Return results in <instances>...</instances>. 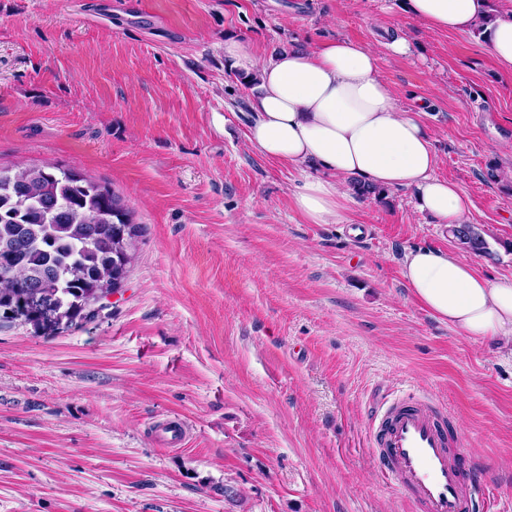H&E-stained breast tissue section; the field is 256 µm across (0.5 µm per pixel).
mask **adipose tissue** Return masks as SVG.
I'll use <instances>...</instances> for the list:
<instances>
[{
    "label": "adipose tissue",
    "instance_id": "1",
    "mask_svg": "<svg viewBox=\"0 0 512 512\" xmlns=\"http://www.w3.org/2000/svg\"><path fill=\"white\" fill-rule=\"evenodd\" d=\"M486 9L487 0L405 2L412 18L447 32L478 25ZM224 53L257 80L248 145L299 172L293 203L309 223H345L353 178L382 190L415 188L418 209L446 228L468 222L469 199L437 176L433 135L383 81L377 49L331 39L265 60L250 42L231 39ZM400 265L412 296L439 321L512 347L511 280L490 281L463 255L427 246L408 248Z\"/></svg>",
    "mask_w": 512,
    "mask_h": 512
}]
</instances>
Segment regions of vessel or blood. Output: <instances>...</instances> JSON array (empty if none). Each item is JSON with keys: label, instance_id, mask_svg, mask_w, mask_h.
I'll return each mask as SVG.
<instances>
[{"label": "vessel or blood", "instance_id": "1", "mask_svg": "<svg viewBox=\"0 0 512 512\" xmlns=\"http://www.w3.org/2000/svg\"><path fill=\"white\" fill-rule=\"evenodd\" d=\"M370 442L379 475L420 512H475L485 497L484 477L462 452L457 429L420 393L376 405Z\"/></svg>", "mask_w": 512, "mask_h": 512}]
</instances>
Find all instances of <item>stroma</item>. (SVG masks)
<instances>
[{
    "mask_svg": "<svg viewBox=\"0 0 512 512\" xmlns=\"http://www.w3.org/2000/svg\"><path fill=\"white\" fill-rule=\"evenodd\" d=\"M389 29L411 53L381 50L380 73L423 106L436 173L489 244L467 258L512 279V71L476 30L431 29L404 0H0V167H77L144 228L98 318L0 323V512H415L369 446L373 406L409 389L512 512V353L401 276L405 249L458 242L410 188L308 223L297 172L248 147L255 87L224 57L229 38L268 58Z\"/></svg>",
    "mask_w": 512,
    "mask_h": 512,
    "instance_id": "1",
    "label": "stroma"
}]
</instances>
